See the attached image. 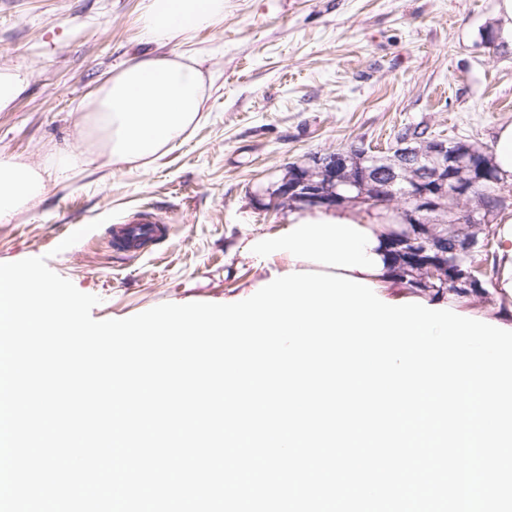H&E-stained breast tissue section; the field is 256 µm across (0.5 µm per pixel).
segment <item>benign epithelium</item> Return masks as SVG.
I'll use <instances>...</instances> for the list:
<instances>
[{
	"instance_id": "benign-epithelium-1",
	"label": "benign epithelium",
	"mask_w": 512,
	"mask_h": 512,
	"mask_svg": "<svg viewBox=\"0 0 512 512\" xmlns=\"http://www.w3.org/2000/svg\"><path fill=\"white\" fill-rule=\"evenodd\" d=\"M354 148L316 154L294 163V175L282 183L278 192L280 202H323L334 206L338 203H380L387 201L400 188L408 212L425 220L429 214L440 209L444 200H462L460 183L456 172L473 169V163L490 161L488 150L477 144L460 141L452 145L437 141L427 151L411 145V141L399 142L389 155L365 152L368 163L359 167V174L349 173ZM420 166L418 176H408L412 166ZM351 185L357 195L347 197L340 187ZM487 207L481 200L453 214L450 223L459 227V243L462 252L470 256L471 243L467 242L472 226L482 224L488 217L482 216Z\"/></svg>"
}]
</instances>
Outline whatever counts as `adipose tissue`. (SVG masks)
<instances>
[{
	"mask_svg": "<svg viewBox=\"0 0 512 512\" xmlns=\"http://www.w3.org/2000/svg\"><path fill=\"white\" fill-rule=\"evenodd\" d=\"M223 17L224 0H145L137 26L144 41L167 43L189 40ZM206 96V80L194 57L183 52L135 56L78 103L81 138L94 143L113 167H149L186 139L202 118ZM84 159L81 149L49 152L41 166L0 155V223H10L43 196L46 174L66 175L81 168ZM400 230L360 208L299 207L289 212L283 229L246 236L237 250L263 281L271 277L273 258L282 256L289 269L343 274L383 290L395 279L389 249ZM494 231L496 304L484 316L506 324L512 322V216L501 218Z\"/></svg>",
	"mask_w": 512,
	"mask_h": 512,
	"instance_id": "ef3b65f1",
	"label": "adipose tissue"
}]
</instances>
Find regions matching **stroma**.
<instances>
[{"label":"stroma","mask_w":512,"mask_h":512,"mask_svg":"<svg viewBox=\"0 0 512 512\" xmlns=\"http://www.w3.org/2000/svg\"><path fill=\"white\" fill-rule=\"evenodd\" d=\"M497 0H224V19L189 41L148 45L142 0H0V71L26 86L0 112V154L44 163L80 141L76 103L144 52L193 54L208 86L187 139L147 168L90 155L50 179L42 198L0 223V263L47 256L56 274L99 297L97 320L164 303H220L255 274L232 250L278 232L272 198L290 164L352 143L394 146L407 125L493 146L512 122V33ZM494 42H487V34ZM150 206L167 236L136 256L114 251L103 216ZM98 229L56 246L92 221Z\"/></svg>","instance_id":"obj_1"}]
</instances>
